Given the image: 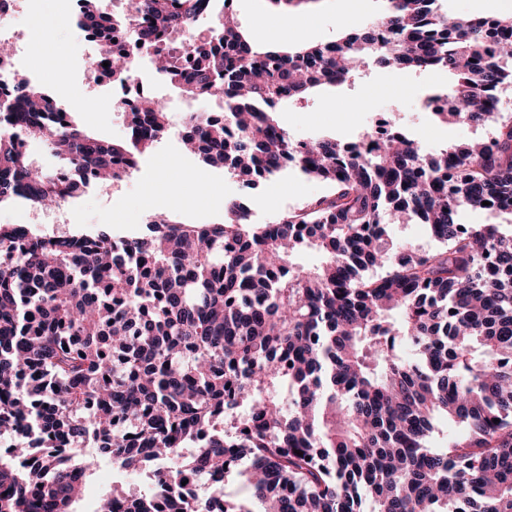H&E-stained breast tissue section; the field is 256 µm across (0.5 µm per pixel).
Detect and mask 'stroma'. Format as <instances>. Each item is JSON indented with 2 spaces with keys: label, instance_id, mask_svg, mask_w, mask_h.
Wrapping results in <instances>:
<instances>
[{
  "label": "stroma",
  "instance_id": "1",
  "mask_svg": "<svg viewBox=\"0 0 512 512\" xmlns=\"http://www.w3.org/2000/svg\"><path fill=\"white\" fill-rule=\"evenodd\" d=\"M389 8L387 0H314L301 6L297 20L288 11L274 10L270 0H234L239 25L261 46L320 45L345 33L372 26ZM16 34L29 41V59L59 103H78V124L105 140L126 137L122 113L98 109L96 97L111 98L107 77L91 70L89 61L99 52L93 42L79 41L75 26L64 18L60 0H17ZM450 76L438 71H406L370 67L353 82L327 88L312 96L305 107L281 104L275 114L288 133L301 140L333 138L354 141L371 131L377 114L419 137L426 148L464 144L485 137L481 125L444 124L425 112L428 89L447 86ZM178 160L187 205L172 208V215L188 224H221L232 202L245 201L256 224L274 222L284 211L303 207L327 195V184L291 168L245 187L237 175L223 167L203 164L182 152L178 130L149 151L136 172L111 190L88 191L75 203L64 205L65 221L51 223L42 209L28 203L0 208V224H21L45 234L106 231L115 238H134L146 231L154 214L147 191L170 160Z\"/></svg>",
  "mask_w": 512,
  "mask_h": 512
}]
</instances>
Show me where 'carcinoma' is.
<instances>
[{
    "label": "carcinoma",
    "instance_id": "1",
    "mask_svg": "<svg viewBox=\"0 0 512 512\" xmlns=\"http://www.w3.org/2000/svg\"><path fill=\"white\" fill-rule=\"evenodd\" d=\"M80 2L76 24L102 47L95 68L129 76L112 43L123 28L171 88L222 102L224 122L195 112L182 135L202 163L248 185L294 166L332 193L272 224L239 204L222 224L159 214L150 235L118 242L1 224L0 438L13 446L0 454V512H75L89 438L121 471L153 466L147 491L114 486L96 512H357L364 496L371 512H512V235L458 222L466 207L512 215V16L388 0L368 30L259 51L232 15L202 43L156 45L136 24L179 36L201 0H137L121 17ZM372 64L450 73L434 116L490 134L428 152L393 132L296 142L274 119L281 101ZM14 83L0 97V205L60 206L89 178L118 181L169 131L155 99L126 113L130 140L100 139L40 86ZM16 126L51 146L56 169L16 144ZM397 219L439 246L391 240ZM306 248L320 267L294 262ZM438 415L463 432L435 449ZM231 477L253 500L224 493ZM202 480L213 495L186 498Z\"/></svg>",
    "mask_w": 512,
    "mask_h": 512
}]
</instances>
